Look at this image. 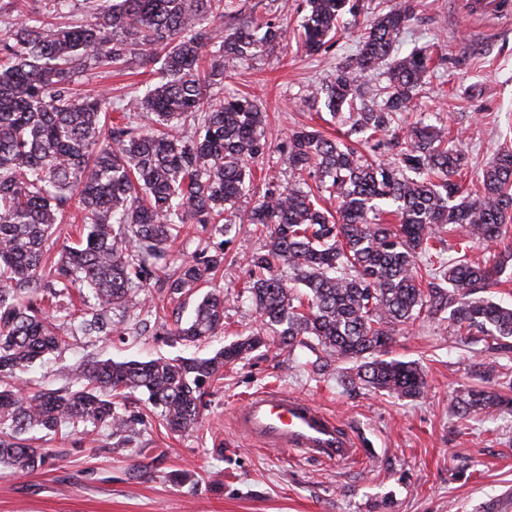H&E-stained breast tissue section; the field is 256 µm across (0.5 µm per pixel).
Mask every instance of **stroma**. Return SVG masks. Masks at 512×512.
Segmentation results:
<instances>
[{
	"label": "stroma",
	"instance_id": "obj_1",
	"mask_svg": "<svg viewBox=\"0 0 512 512\" xmlns=\"http://www.w3.org/2000/svg\"><path fill=\"white\" fill-rule=\"evenodd\" d=\"M363 2L361 15L343 18L332 48L310 56L300 37L303 0H288L286 32L272 54L225 61L218 93L250 94L262 102L271 147L257 164L253 189L241 207H251L268 183H291L275 159L297 126L332 135L347 129V113L308 108L303 96L355 54L363 26L389 6L388 0ZM417 48L431 52V75L420 91L418 111L399 115L396 124L401 129L420 120L447 125L467 155L464 185L477 189L485 164L500 149H512V16L476 21L463 14L461 0H415L398 52ZM157 79L155 66L147 65L121 75L88 76L82 89L119 106L133 88ZM223 241L228 244L224 270L212 283L224 292L221 333L186 346L157 335L153 321L142 336L98 339L72 332L61 312L56 324L64 342L29 368L31 386L65 387L74 369L89 359L209 356L234 341L236 332L259 326V315L240 289L249 277L246 259L262 249L264 233L250 224L231 225L224 233L212 224H191L171 250L189 256ZM390 351L422 369L427 382L422 397L350 391L342 382L349 362L313 372V362L323 355L315 344L281 354L259 349L227 366L223 379L207 387L199 422L189 432L174 434L150 419L128 442L101 430L102 446L95 450L70 428L37 433V445L52 449L55 460L26 476L0 467V512H512V414L481 415L462 424L451 412L456 393L475 382L471 350L453 336L447 320L424 315L398 332ZM270 386L308 398L337 418L368 448L365 461L337 467L249 440L239 431L233 408Z\"/></svg>",
	"mask_w": 512,
	"mask_h": 512
}]
</instances>
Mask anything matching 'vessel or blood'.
I'll return each instance as SVG.
<instances>
[{"label": "vessel or blood", "mask_w": 512, "mask_h": 512, "mask_svg": "<svg viewBox=\"0 0 512 512\" xmlns=\"http://www.w3.org/2000/svg\"><path fill=\"white\" fill-rule=\"evenodd\" d=\"M468 15L494 18L512 12V0H464ZM236 422L256 444L310 461L348 466L366 452L338 420L306 398L269 388L252 395Z\"/></svg>", "instance_id": "1"}]
</instances>
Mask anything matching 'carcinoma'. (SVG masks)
I'll return each mask as SVG.
<instances>
[{
    "label": "carcinoma",
    "mask_w": 512,
    "mask_h": 512,
    "mask_svg": "<svg viewBox=\"0 0 512 512\" xmlns=\"http://www.w3.org/2000/svg\"><path fill=\"white\" fill-rule=\"evenodd\" d=\"M42 2L32 14L20 0L0 3V17L17 16L0 35V428L10 430L0 435V464L13 474L53 460L51 449L22 438L32 429L78 428L91 445L103 427L131 437L148 416L127 409L134 391L171 431L193 428L205 385L268 345L290 351L313 340L329 357L357 363L345 383L401 399L424 394L423 373L384 355L396 328L424 312L448 315L454 334L483 352L508 348L512 307L477 293L498 282L512 251L483 262L446 259L443 232L458 233L464 252L512 230V153L486 165L469 198L455 179L465 153L445 129L420 123L398 136L395 120L416 109L431 62L422 49L391 59L412 18L410 0L371 21L357 53L306 90L304 102L334 116L348 107V130L331 138L295 129L279 152L294 184H268L247 210L238 202L267 153L265 115L254 97L216 98L212 88L224 81V58L254 59L280 43L283 14L259 16V4L247 12L241 0H86L94 20L63 25L72 0ZM358 2L305 0L306 51L331 47L336 24L356 15ZM154 61L159 82L133 92L115 118L105 99L80 88L92 71ZM386 61V84L365 99V78ZM317 195L336 210L319 208ZM76 218V241L52 253L56 226ZM188 222L267 232L264 249L247 258L244 286L262 330H245L208 357L96 360L77 367L64 389L21 386L29 364L61 345L49 311L64 308L79 332L106 338L119 332L112 311L132 321L151 312L144 288L170 265L171 300L210 284L224 245L181 258L169 249ZM284 267L287 278L278 274ZM223 326L224 294L210 291L190 320L161 335L198 344ZM474 368L494 387L464 389L454 415L512 411V374L493 361Z\"/></svg>",
    "instance_id": "cac0c4a2"
}]
</instances>
